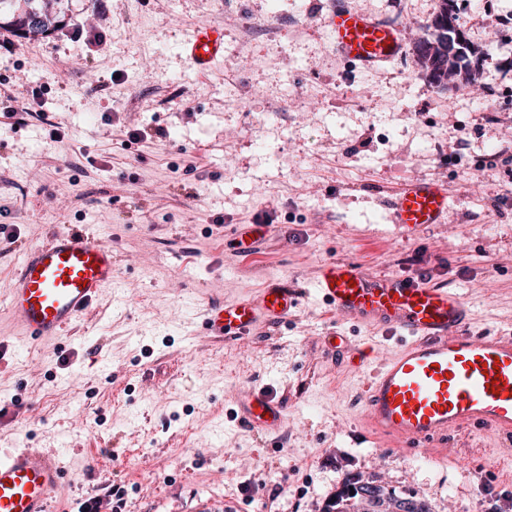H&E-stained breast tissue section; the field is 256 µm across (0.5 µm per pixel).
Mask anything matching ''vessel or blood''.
Wrapping results in <instances>:
<instances>
[{
    "label": "vessel or blood",
    "mask_w": 512,
    "mask_h": 512,
    "mask_svg": "<svg viewBox=\"0 0 512 512\" xmlns=\"http://www.w3.org/2000/svg\"><path fill=\"white\" fill-rule=\"evenodd\" d=\"M329 33L343 59L375 70L405 52L402 30L379 18L335 4ZM197 72L224 56V33L197 30L187 47ZM392 220L402 235L444 223L450 209L445 182L423 179L398 188ZM268 232L264 224L235 227L244 257ZM112 246L73 227L52 232L26 248L7 290L8 316L28 338L60 340L96 302L103 288L117 286ZM337 316L367 327L403 332L407 343L378 366L358 346L351 354L366 369L362 390L367 425L400 447L416 451L438 445L463 427L512 432V338L475 334L472 311L453 289L408 276L371 274L347 260L325 262L315 282ZM299 291L273 283L257 294L209 305V335L242 339L262 324L288 322L300 304ZM236 414L262 436L282 430L286 408L269 390L252 387L236 399ZM62 470L56 453L18 447L0 452V512H53Z\"/></svg>",
    "instance_id": "obj_1"
}]
</instances>
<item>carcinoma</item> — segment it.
<instances>
[{"label":"carcinoma","mask_w":512,"mask_h":512,"mask_svg":"<svg viewBox=\"0 0 512 512\" xmlns=\"http://www.w3.org/2000/svg\"><path fill=\"white\" fill-rule=\"evenodd\" d=\"M25 8L12 14L7 26L22 37L47 36L59 21L23 0ZM454 0H437L431 20L421 26L414 47L417 62L429 85L450 89V82L473 83L481 76L482 58L475 55L465 36L464 25L453 7ZM431 512L423 499L401 496L372 479L344 481L323 512Z\"/></svg>","instance_id":"obj_1"}]
</instances>
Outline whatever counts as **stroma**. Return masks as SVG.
Wrapping results in <instances>:
<instances>
[{"mask_svg": "<svg viewBox=\"0 0 512 512\" xmlns=\"http://www.w3.org/2000/svg\"><path fill=\"white\" fill-rule=\"evenodd\" d=\"M402 26L435 0H345ZM63 26L0 29V290L22 251L84 227L116 251L118 289L65 339L20 335L0 301V448L61 450L58 512L115 490L121 512H323L350 477L432 512H512V437L464 428L426 463L370 435L362 368L323 338H372L330 314L314 282L327 260L458 291L473 333L512 336V0H454L484 56L473 86L432 88L412 52L374 72L333 49L331 0H58ZM223 30L227 63L196 73L195 28ZM493 95L494 110L483 100ZM438 178L446 223L400 237L388 200ZM269 222L258 257L232 227ZM273 280L302 290L295 316L231 343L201 308ZM264 386L287 407L278 442L237 424L235 399ZM482 485H475V477Z\"/></svg>", "mask_w": 512, "mask_h": 512, "instance_id": "1", "label": "stroma"}]
</instances>
